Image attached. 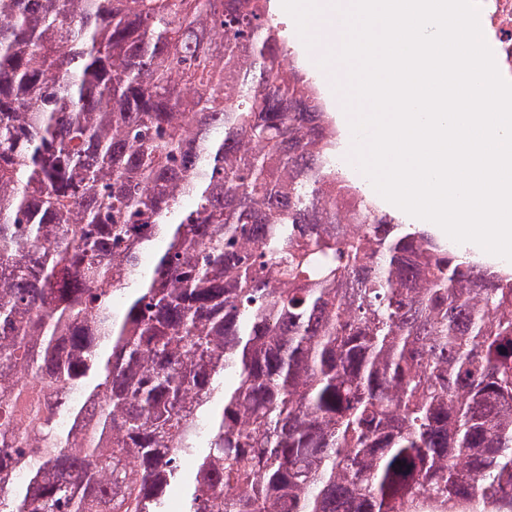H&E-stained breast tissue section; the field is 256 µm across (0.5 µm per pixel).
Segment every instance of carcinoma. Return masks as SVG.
<instances>
[{
	"instance_id": "obj_1",
	"label": "carcinoma",
	"mask_w": 512,
	"mask_h": 512,
	"mask_svg": "<svg viewBox=\"0 0 512 512\" xmlns=\"http://www.w3.org/2000/svg\"><path fill=\"white\" fill-rule=\"evenodd\" d=\"M285 48L0 0V512H512V274L351 185Z\"/></svg>"
}]
</instances>
